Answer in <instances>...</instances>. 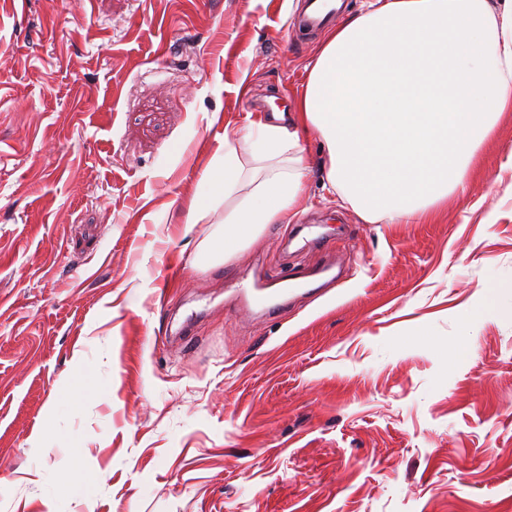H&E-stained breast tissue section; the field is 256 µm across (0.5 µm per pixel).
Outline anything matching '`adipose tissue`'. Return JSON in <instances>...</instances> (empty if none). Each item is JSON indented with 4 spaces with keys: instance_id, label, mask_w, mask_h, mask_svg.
I'll return each instance as SVG.
<instances>
[{
    "instance_id": "ef3b65f1",
    "label": "adipose tissue",
    "mask_w": 512,
    "mask_h": 512,
    "mask_svg": "<svg viewBox=\"0 0 512 512\" xmlns=\"http://www.w3.org/2000/svg\"><path fill=\"white\" fill-rule=\"evenodd\" d=\"M512 112V0H369L329 31L292 118L225 133L200 172L190 223L214 219L212 260L296 216L317 133L331 191L372 224L429 217L466 191L481 146Z\"/></svg>"
}]
</instances>
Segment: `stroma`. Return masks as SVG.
<instances>
[{"instance_id":"1","label":"stroma","mask_w":512,"mask_h":512,"mask_svg":"<svg viewBox=\"0 0 512 512\" xmlns=\"http://www.w3.org/2000/svg\"><path fill=\"white\" fill-rule=\"evenodd\" d=\"M324 36L286 0H0V512H512V112L421 223L316 169L228 261L186 222Z\"/></svg>"}]
</instances>
